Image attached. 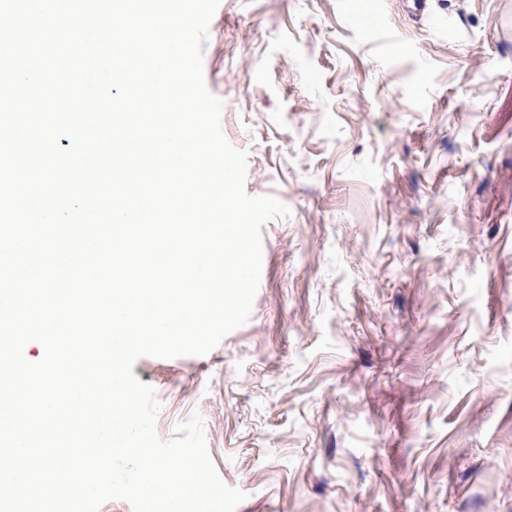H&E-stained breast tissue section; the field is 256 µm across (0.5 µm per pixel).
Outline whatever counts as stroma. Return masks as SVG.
I'll return each instance as SVG.
<instances>
[{"instance_id": "1", "label": "stroma", "mask_w": 512, "mask_h": 512, "mask_svg": "<svg viewBox=\"0 0 512 512\" xmlns=\"http://www.w3.org/2000/svg\"><path fill=\"white\" fill-rule=\"evenodd\" d=\"M512 0H220L203 46L262 228L248 321L144 357L236 512H512Z\"/></svg>"}]
</instances>
